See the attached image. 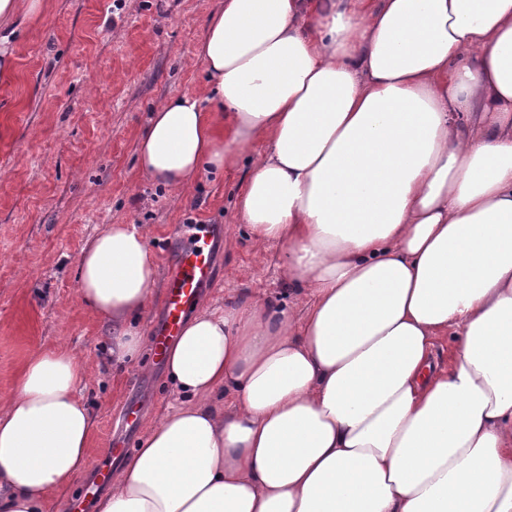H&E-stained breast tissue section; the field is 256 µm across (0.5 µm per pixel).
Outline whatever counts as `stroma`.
<instances>
[{"mask_svg": "<svg viewBox=\"0 0 512 512\" xmlns=\"http://www.w3.org/2000/svg\"><path fill=\"white\" fill-rule=\"evenodd\" d=\"M23 23L15 44L16 76L0 84V396L11 394L31 354L62 346L83 357L82 394L96 429L89 453L105 451L126 399L144 409L142 429L169 412L179 395L165 366L147 353L112 365L111 319L82 302L78 258L107 224L148 230L156 276L142 314L144 335L160 316V299L187 222L220 224L213 242L216 275L201 305L229 299L288 297L280 247L255 246L240 224L236 189L256 142L238 166L169 191L136 165L139 135L152 109L169 98L205 96L206 73L195 47L217 0H47Z\"/></svg>", "mask_w": 512, "mask_h": 512, "instance_id": "obj_1", "label": "stroma"}]
</instances>
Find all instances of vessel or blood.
I'll return each mask as SVG.
<instances>
[{"label": "vessel or blood", "mask_w": 512, "mask_h": 512, "mask_svg": "<svg viewBox=\"0 0 512 512\" xmlns=\"http://www.w3.org/2000/svg\"><path fill=\"white\" fill-rule=\"evenodd\" d=\"M214 268L213 251L207 244L180 243L175 261L166 276L160 317L149 340L148 357L153 363L165 360L169 348L181 333L187 314L211 281ZM121 414L127 434L110 440L108 444L109 456L117 458L128 452V435L134 432L140 420L139 409L127 404L123 405ZM111 483V465L96 463L92 477L83 484L80 493L72 501V512H84L91 501Z\"/></svg>", "instance_id": "vessel-or-blood-1"}]
</instances>
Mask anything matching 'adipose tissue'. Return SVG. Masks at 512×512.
I'll return each mask as SVG.
<instances>
[{"mask_svg": "<svg viewBox=\"0 0 512 512\" xmlns=\"http://www.w3.org/2000/svg\"><path fill=\"white\" fill-rule=\"evenodd\" d=\"M45 5L0 0L1 83ZM194 55L208 93L155 108L138 168L180 191L264 141L238 217L308 303L185 322L183 401L96 512H512V0H221ZM147 239L110 224L78 260L119 359ZM86 376L39 350L0 396V512H43L88 469Z\"/></svg>", "mask_w": 512, "mask_h": 512, "instance_id": "1", "label": "adipose tissue"}]
</instances>
